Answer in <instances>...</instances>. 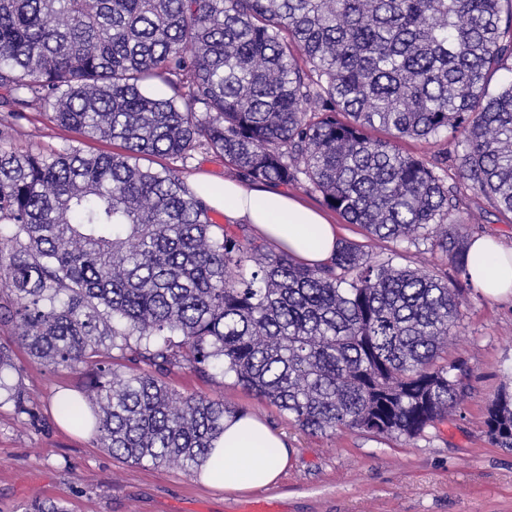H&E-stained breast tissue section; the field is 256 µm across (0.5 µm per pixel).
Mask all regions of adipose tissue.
<instances>
[{
  "instance_id": "1",
  "label": "adipose tissue",
  "mask_w": 512,
  "mask_h": 512,
  "mask_svg": "<svg viewBox=\"0 0 512 512\" xmlns=\"http://www.w3.org/2000/svg\"><path fill=\"white\" fill-rule=\"evenodd\" d=\"M194 191L223 211L227 223L253 225L257 235L310 266L332 258L339 228L319 211L284 191L246 185L238 179L213 181L197 177ZM470 279L484 296L497 300L512 295V247L479 236L467 252ZM288 461L285 442L251 415L224 421V436L203 466L206 486L242 492L277 484Z\"/></svg>"
}]
</instances>
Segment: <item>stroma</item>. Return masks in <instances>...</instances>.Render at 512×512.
I'll use <instances>...</instances> for the list:
<instances>
[{"mask_svg": "<svg viewBox=\"0 0 512 512\" xmlns=\"http://www.w3.org/2000/svg\"><path fill=\"white\" fill-rule=\"evenodd\" d=\"M72 134L48 114L29 111L13 135L15 146L34 151L62 147ZM449 223L468 235H489L512 246V214L466 192ZM21 384L38 402L39 429L22 423L11 403L0 404V512H21L23 503L46 497L69 512H248L271 501L278 512H512V451L491 445L484 411L503 387L512 388V299L491 301L469 289L449 357L472 369L470 389L448 420L416 440L339 432L311 435L287 414L248 395L234 377L176 370L167 381L187 394L202 391L247 411L286 442L287 466L276 486L229 494L211 489L175 467L123 462L88 434L56 420L57 391L77 390L80 373L31 363L12 331L0 330Z\"/></svg>", "mask_w": 512, "mask_h": 512, "instance_id": "stroma-1", "label": "stroma"}]
</instances>
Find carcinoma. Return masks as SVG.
I'll use <instances>...</instances> for the list:
<instances>
[{
	"label": "carcinoma",
	"instance_id": "1",
	"mask_svg": "<svg viewBox=\"0 0 512 512\" xmlns=\"http://www.w3.org/2000/svg\"><path fill=\"white\" fill-rule=\"evenodd\" d=\"M504 70L512 0H0V329L84 373L88 411L60 416L134 464L195 477L240 412L171 389L175 369L232 376L311 434L425 436L468 393L470 367L448 359L465 289L394 262L438 250L467 280L450 212L473 190L512 213V81L490 91ZM34 108L68 144H11ZM441 137L454 149L433 160L399 148ZM201 149L403 250L343 240L307 266L223 229L183 176ZM12 370L0 345V394L34 426ZM484 424L512 451L511 390Z\"/></svg>",
	"mask_w": 512,
	"mask_h": 512
}]
</instances>
